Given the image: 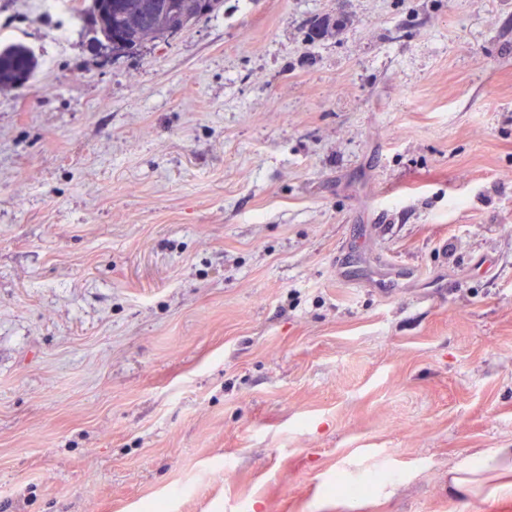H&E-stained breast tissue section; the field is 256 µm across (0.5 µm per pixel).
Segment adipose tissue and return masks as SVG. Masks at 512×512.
<instances>
[{
    "label": "adipose tissue",
    "mask_w": 512,
    "mask_h": 512,
    "mask_svg": "<svg viewBox=\"0 0 512 512\" xmlns=\"http://www.w3.org/2000/svg\"><path fill=\"white\" fill-rule=\"evenodd\" d=\"M448 489L467 499L486 489L497 496H512V448H499L460 463L451 472Z\"/></svg>",
    "instance_id": "ef3b65f1"
}]
</instances>
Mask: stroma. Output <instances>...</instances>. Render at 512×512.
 <instances>
[{"mask_svg": "<svg viewBox=\"0 0 512 512\" xmlns=\"http://www.w3.org/2000/svg\"><path fill=\"white\" fill-rule=\"evenodd\" d=\"M59 24L0 0V512H512L448 492L512 448V0ZM0 51V84L23 83L34 69L30 51L21 44H13Z\"/></svg>", "mask_w": 512, "mask_h": 512, "instance_id": "stroma-1", "label": "stroma"}]
</instances>
